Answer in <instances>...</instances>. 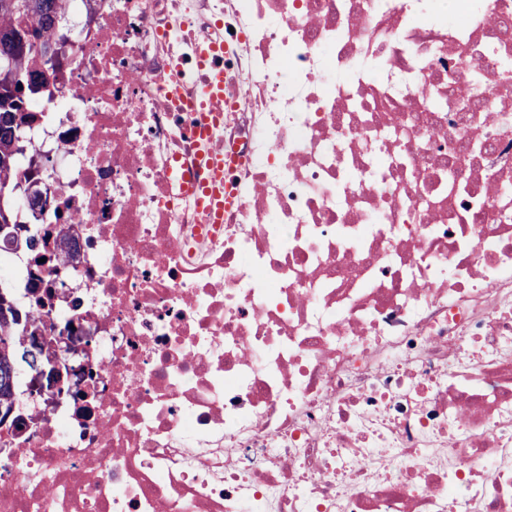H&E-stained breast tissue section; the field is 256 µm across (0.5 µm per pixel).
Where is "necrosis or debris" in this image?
<instances>
[{
	"label": "necrosis or debris",
	"mask_w": 512,
	"mask_h": 512,
	"mask_svg": "<svg viewBox=\"0 0 512 512\" xmlns=\"http://www.w3.org/2000/svg\"><path fill=\"white\" fill-rule=\"evenodd\" d=\"M425 1L66 0L17 157L51 203L14 207L74 269L0 282L93 386L34 402L19 363L0 512H512V0ZM461 51L493 122L420 105ZM224 102V78L220 73L213 72L210 74L208 79L207 88L204 96V103L202 106H206L209 112H213L212 121L216 122L220 118V105ZM223 165L219 163L217 166L212 164L211 175L208 180L200 183L198 191L202 196L198 197L200 203L204 205L207 201L206 208L214 213L215 223L218 224L220 218L224 214V177H223Z\"/></svg>",
	"instance_id": "1"
}]
</instances>
